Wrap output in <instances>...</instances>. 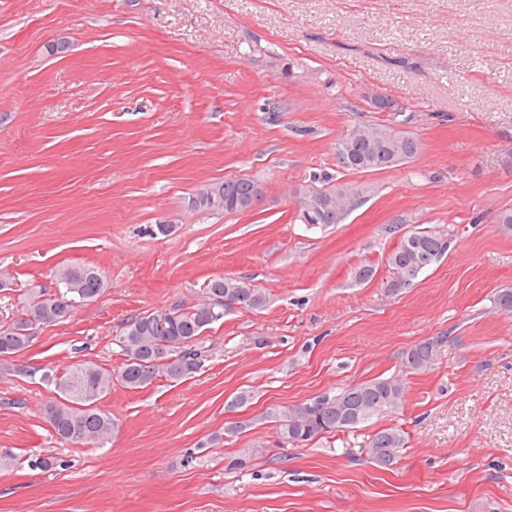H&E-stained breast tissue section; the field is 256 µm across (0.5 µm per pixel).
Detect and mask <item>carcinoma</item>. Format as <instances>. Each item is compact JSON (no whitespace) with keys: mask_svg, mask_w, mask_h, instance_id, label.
Here are the masks:
<instances>
[{"mask_svg":"<svg viewBox=\"0 0 512 512\" xmlns=\"http://www.w3.org/2000/svg\"><path fill=\"white\" fill-rule=\"evenodd\" d=\"M361 136L349 139L344 135L336 141L337 165L347 171L370 172L393 167L417 154L418 142L401 131L386 125L359 127ZM219 192L226 213L246 210V200L260 185L250 179H229L209 185ZM363 187L342 184L322 191L325 201L336 202L332 210L322 203H309L298 210L297 219L309 229L341 223L346 210L345 198L360 193ZM445 235L430 231H412L388 255L394 276L387 288L395 293L415 280L412 272L427 269L441 261L448 252ZM58 295L44 290L30 291L12 322L0 324V357H12L30 346L36 330L46 324L63 322L72 311L97 298L104 290L103 273L93 266L64 265L56 269ZM208 301L191 308L174 307L145 311L129 318L117 342L125 356L124 362L112 372L94 362H79L62 372L44 374L54 386L59 400L46 409L47 421L60 441L72 444L102 445L118 432L112 415L99 407V401L118 381L129 389L145 388L160 377L178 381L194 374L198 353L189 346L212 324L224 318V312L235 307L261 309L267 297L250 282L231 276L211 279L206 286ZM435 341H426L410 349L404 369L415 371L428 363ZM403 397L402 377H376L336 392L323 393L294 406L270 408L255 419L231 421L224 435H240L260 422L273 420L278 425L282 443L302 445L322 435L345 432L399 408ZM404 433L397 428L383 429L368 436V455L381 453V464L395 462L405 448Z\"/></svg>","mask_w":512,"mask_h":512,"instance_id":"cac0c4a2","label":"carcinoma"}]
</instances>
